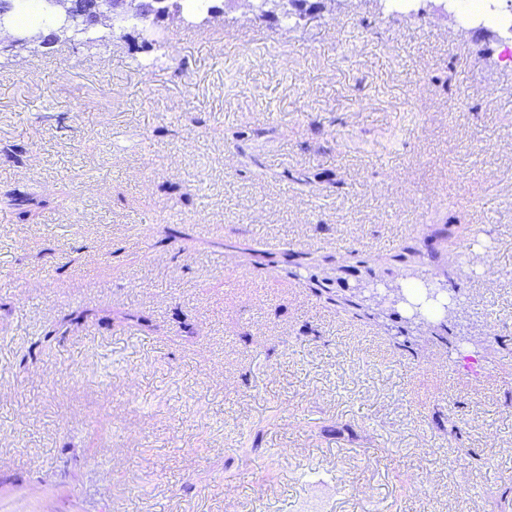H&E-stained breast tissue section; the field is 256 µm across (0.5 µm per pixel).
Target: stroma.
<instances>
[{
    "instance_id": "obj_1",
    "label": "stroma",
    "mask_w": 512,
    "mask_h": 512,
    "mask_svg": "<svg viewBox=\"0 0 512 512\" xmlns=\"http://www.w3.org/2000/svg\"><path fill=\"white\" fill-rule=\"evenodd\" d=\"M317 3L159 22L154 69L133 30L0 56V191L37 200L0 204V512H512V50ZM445 224L477 378L282 263L403 285Z\"/></svg>"
}]
</instances>
